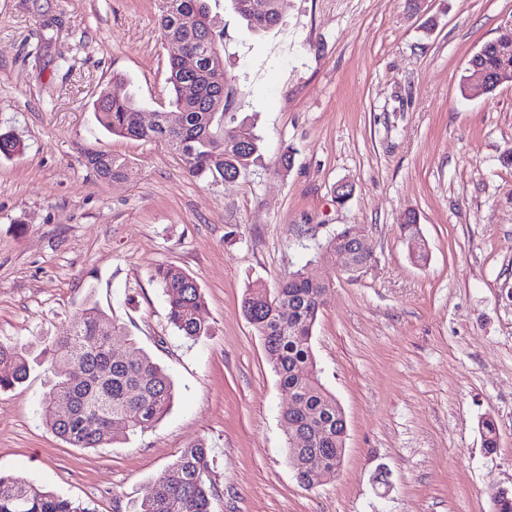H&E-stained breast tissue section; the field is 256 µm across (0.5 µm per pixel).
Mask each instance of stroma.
Returning <instances> with one entry per match:
<instances>
[{
	"label": "stroma",
	"instance_id": "35a3bbf8",
	"mask_svg": "<svg viewBox=\"0 0 512 512\" xmlns=\"http://www.w3.org/2000/svg\"><path fill=\"white\" fill-rule=\"evenodd\" d=\"M207 5L230 109L260 139L216 185L95 118L103 91L168 110L157 0H0V128L25 146L0 159V342L40 351L91 302L122 327L115 348L134 338L176 389L155 428L74 448L41 420L33 365L0 391V472L91 512H137L202 441L212 512H491L512 493V82L473 95L461 78L512 36V0H283L261 33L232 0ZM100 149L127 159L123 180L87 169ZM410 212L414 239L399 227ZM349 224L373 254L354 276L321 254ZM166 265L199 283L208 335L169 323L153 277ZM298 270L333 283L312 347L348 425L339 474L312 489L286 462L288 395L242 310L249 286Z\"/></svg>",
	"mask_w": 512,
	"mask_h": 512
}]
</instances>
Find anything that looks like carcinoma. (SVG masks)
I'll return each mask as SVG.
<instances>
[{
  "label": "carcinoma",
  "instance_id": "1",
  "mask_svg": "<svg viewBox=\"0 0 512 512\" xmlns=\"http://www.w3.org/2000/svg\"><path fill=\"white\" fill-rule=\"evenodd\" d=\"M236 12L254 31L275 27L280 0H233ZM159 31L163 40L177 34L184 47L200 55L213 54L224 41V29L208 27L206 0H161ZM197 71H185L168 60L170 110L158 113V128L146 131L139 122L140 108L129 96L114 98L102 92L95 103L98 123L110 134L136 141H161L184 162L188 174L208 184L238 177L259 152L251 128L224 124L231 94L224 84V58ZM24 146L11 132L0 131V157L23 153ZM85 165L99 179L124 177L126 158L100 150L86 155ZM346 226L327 245H339L362 265L366 256ZM155 280L168 303V320L184 337L197 339L209 332L201 318L204 294L197 281L175 266L156 269ZM331 283L310 281L297 271L275 288L255 284L248 289L242 309L261 337L281 387L298 398L301 411L285 410L288 435H305V417L317 422L336 414V397L322 383L312 349L317 316ZM120 327L98 306L76 313L69 330L48 342L40 364L48 386L40 399L45 426L75 448H106L135 433L145 432L171 410L175 391L166 371L152 356L129 340L125 351L112 350ZM30 373V352L22 345L0 342V390L23 383ZM484 449L497 450V431L482 422ZM309 456H322L332 473L340 471L346 446L344 431L331 426L324 438L307 439ZM217 488L212 479L209 448L203 442L180 451L156 481L154 492L142 501L139 512H211ZM0 512H89L53 491L0 473Z\"/></svg>",
  "mask_w": 512,
  "mask_h": 512
}]
</instances>
